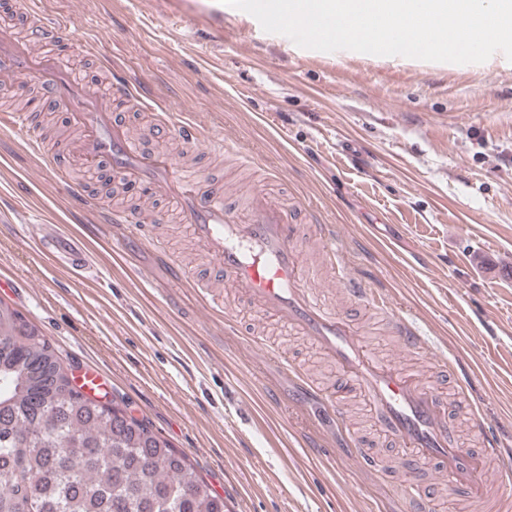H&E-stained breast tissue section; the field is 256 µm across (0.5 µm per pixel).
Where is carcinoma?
Here are the masks:
<instances>
[{
    "label": "carcinoma",
    "mask_w": 512,
    "mask_h": 512,
    "mask_svg": "<svg viewBox=\"0 0 512 512\" xmlns=\"http://www.w3.org/2000/svg\"><path fill=\"white\" fill-rule=\"evenodd\" d=\"M71 373L0 301V512H229L186 453Z\"/></svg>",
    "instance_id": "cac0c4a2"
}]
</instances>
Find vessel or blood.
<instances>
[{
    "mask_svg": "<svg viewBox=\"0 0 512 512\" xmlns=\"http://www.w3.org/2000/svg\"><path fill=\"white\" fill-rule=\"evenodd\" d=\"M26 20L28 39L0 34V79L37 83L51 110L74 119L81 131L76 152L81 166L116 180L148 184L156 196L177 195L182 221L202 246L214 276L225 279L263 316L295 328L327 354L342 380L355 383L368 397L384 433L394 437L403 453L447 474L449 490L477 498L486 512H512L511 497L487 495L489 461H497L501 476L512 475V460L501 458L500 439L487 436L484 420L476 416L472 425L485 434L484 445L463 447L446 402L418 376L381 362L351 319L324 306L303 275L294 243L298 227L287 205L254 188L237 206H229L222 192L205 187L199 175L180 171L165 152L143 150L112 110L117 101H140V94L128 82L115 80L107 95H99L91 82L76 79L64 59L43 47L46 27L40 14L28 11ZM315 233L348 295L385 312L402 347L426 349V337L406 317L392 312L387 294L350 275L335 227L319 224ZM142 237L167 262L175 279L198 287L188 260L170 262L162 241L147 230ZM48 248L73 269L83 272L90 266L85 249L72 236H56Z\"/></svg>",
    "mask_w": 512,
    "mask_h": 512,
    "instance_id": "vessel-or-blood-1",
    "label": "vessel or blood"
}]
</instances>
